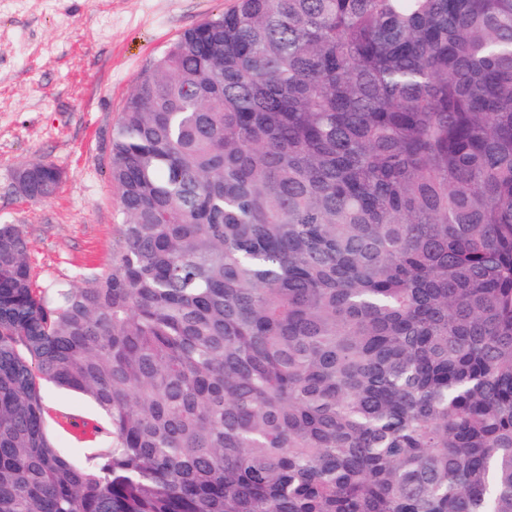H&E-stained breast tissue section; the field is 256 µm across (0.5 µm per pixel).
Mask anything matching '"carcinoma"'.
Here are the masks:
<instances>
[{
  "label": "carcinoma",
  "mask_w": 512,
  "mask_h": 512,
  "mask_svg": "<svg viewBox=\"0 0 512 512\" xmlns=\"http://www.w3.org/2000/svg\"><path fill=\"white\" fill-rule=\"evenodd\" d=\"M107 172L77 286L0 224V512H512V0H235ZM43 381L105 418L81 466Z\"/></svg>",
  "instance_id": "1"
}]
</instances>
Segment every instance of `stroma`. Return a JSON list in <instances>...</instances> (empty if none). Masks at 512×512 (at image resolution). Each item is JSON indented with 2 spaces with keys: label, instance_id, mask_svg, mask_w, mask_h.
I'll list each match as a JSON object with an SVG mask.
<instances>
[{
  "label": "stroma",
  "instance_id": "1",
  "mask_svg": "<svg viewBox=\"0 0 512 512\" xmlns=\"http://www.w3.org/2000/svg\"><path fill=\"white\" fill-rule=\"evenodd\" d=\"M233 0H0V224L27 242L36 287L76 283L112 261L122 221L107 175L112 127L136 76L181 32ZM55 165V194L31 200L16 189L22 167ZM46 430L75 464L102 439L74 429L101 420L86 396L42 386Z\"/></svg>",
  "mask_w": 512,
  "mask_h": 512
}]
</instances>
